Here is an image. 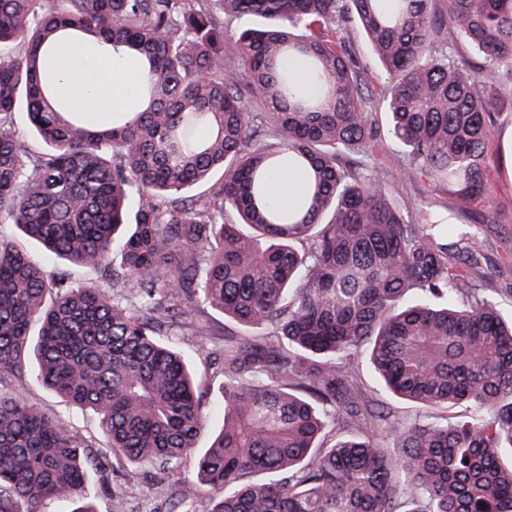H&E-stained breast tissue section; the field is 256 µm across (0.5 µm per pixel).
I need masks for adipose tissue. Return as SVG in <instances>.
Here are the masks:
<instances>
[{
	"label": "adipose tissue",
	"instance_id": "ef3b65f1",
	"mask_svg": "<svg viewBox=\"0 0 512 512\" xmlns=\"http://www.w3.org/2000/svg\"><path fill=\"white\" fill-rule=\"evenodd\" d=\"M60 55L67 58L69 73L61 77L58 89L70 109L93 113L104 125L144 109L137 94L142 69L133 59L112 53L92 39L61 42L54 56L47 58V65H54ZM90 70L95 71L96 79L89 85L84 74Z\"/></svg>",
	"mask_w": 512,
	"mask_h": 512
}]
</instances>
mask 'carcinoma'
Here are the masks:
<instances>
[{
  "label": "carcinoma",
  "instance_id": "obj_1",
  "mask_svg": "<svg viewBox=\"0 0 512 512\" xmlns=\"http://www.w3.org/2000/svg\"><path fill=\"white\" fill-rule=\"evenodd\" d=\"M434 2L0 0V224L63 263L0 234V512H94L93 442L8 389L30 375L98 415L128 481L193 459L174 512L203 485L208 512H512V316L468 287L480 233L430 207L408 221L364 161L390 139L409 179L492 196L512 0ZM450 27L472 55L440 47ZM354 28L395 79L382 127L329 36ZM84 37L145 62L144 111L96 128L66 107L45 57ZM282 169L307 178L293 211L267 198ZM214 313L243 331L224 333L223 426L198 450L204 393L174 337L218 335ZM363 360L413 415L368 396ZM458 404L471 416L448 420ZM13 125L17 135L31 151H42L44 149L42 142L31 134L26 112L22 109L15 112Z\"/></svg>",
  "mask_w": 512,
  "mask_h": 512
}]
</instances>
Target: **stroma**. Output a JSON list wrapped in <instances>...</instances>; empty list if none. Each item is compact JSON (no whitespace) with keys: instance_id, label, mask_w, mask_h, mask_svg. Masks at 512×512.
<instances>
[{"instance_id":"35a3bbf8","label":"stroma","mask_w":512,"mask_h":512,"mask_svg":"<svg viewBox=\"0 0 512 512\" xmlns=\"http://www.w3.org/2000/svg\"><path fill=\"white\" fill-rule=\"evenodd\" d=\"M358 60L364 67L366 84L370 90V111L382 112L383 99L392 84L390 75L378 65L365 39L357 31L345 35ZM402 150L394 142H387L382 153L368 159L367 166L383 181L390 191L392 201L401 208L408 220H416L415 210L419 201L431 202L434 207L446 208L463 224L481 223L486 208L496 209L502 216L501 223L485 228L482 236L481 263L470 269L471 287L483 289L495 298L503 310L512 309V107L503 106L496 122L489 131L488 162L490 178L495 193L488 207L460 206L458 199L448 191L425 182L407 180L400 172ZM189 357L198 383L207 389L205 407L213 411L222 407L224 395L220 390L222 377L218 360V340L205 336H183L177 341ZM17 391L42 411L63 418L76 431L105 449L107 439L102 433L98 418L92 412L70 404L64 398L34 380H26ZM128 461L107 453L100 461V468L89 475L95 512H153L160 499L174 487L194 477L191 464L158 477H148L146 483L132 485L126 482Z\"/></svg>"}]
</instances>
